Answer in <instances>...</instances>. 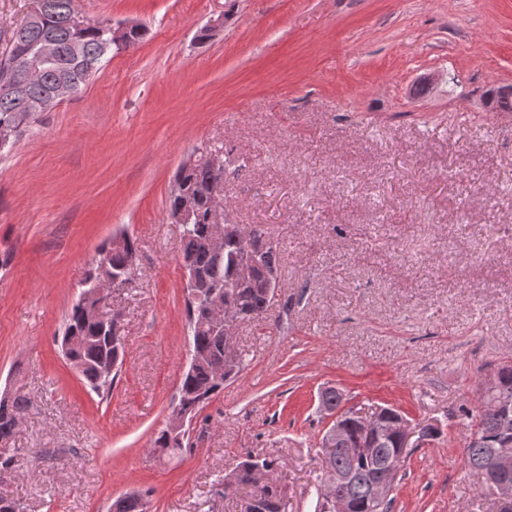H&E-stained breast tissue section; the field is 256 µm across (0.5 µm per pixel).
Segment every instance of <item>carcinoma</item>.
<instances>
[{"label":"carcinoma","mask_w":512,"mask_h":512,"mask_svg":"<svg viewBox=\"0 0 512 512\" xmlns=\"http://www.w3.org/2000/svg\"><path fill=\"white\" fill-rule=\"evenodd\" d=\"M41 20L25 26L19 32V41L27 49L37 46L50 37L57 44V57L49 62L41 76L25 82V58L17 54L0 58V129L7 128L20 136L31 120V101L49 96L57 81L69 78L82 90L96 72L117 52L112 47L110 21H95L87 27L77 28L71 23L74 0H40ZM179 193H170L168 211L175 210L180 196L191 197L197 207L192 223L182 228L178 261L192 267L201 287L207 291L217 288L234 302L242 320H259L272 304L267 274L280 271L278 243L269 241L262 265L247 280L238 276L242 244L229 233L221 246L211 242L210 208L215 197L224 194V174L215 173L199 160L191 167L182 166L175 175ZM124 245L116 247L109 239L97 250L91 260L85 282L99 285L112 279V274L129 269L131 257L138 253V243L124 234ZM187 323L194 325V350L199 359L192 370L183 372L178 386L177 404L183 409L200 412L217 395L224 391V384L235 378L243 369L245 354L240 347L228 349L224 336L214 332L205 322V308L197 300H185ZM91 307H72L65 318L61 347L68 348L65 360L76 370L83 382L97 395L107 398L117 381L125 357V337L115 333L108 323L89 317ZM497 386L490 390L485 400L475 408L464 409L476 439L465 450V463L482 477L488 458L500 450L503 441L504 418L512 420V363H501L494 371ZM29 407V400L19 393L0 399V486L10 478L19 462V449L12 447L22 415ZM349 447L369 441L375 448V461L370 462L348 452L339 453L323 460L322 480H328V470H341L349 476L345 492L358 506L356 512H368L363 508L371 493L378 472L377 464L394 456L398 446L396 434L388 429L373 435L365 434L359 423L350 415H344ZM189 430L181 437L173 436L162 427L153 447L166 450L165 456L176 457L189 444ZM262 465L276 470L275 458L249 456L236 464L229 477L233 483L222 481L223 497L235 496L241 486L250 482L252 469ZM251 494L262 504V512H285V494L279 484L254 486ZM149 494L141 491L127 492L110 506L111 512H144L142 501Z\"/></svg>","instance_id":"carcinoma-1"}]
</instances>
